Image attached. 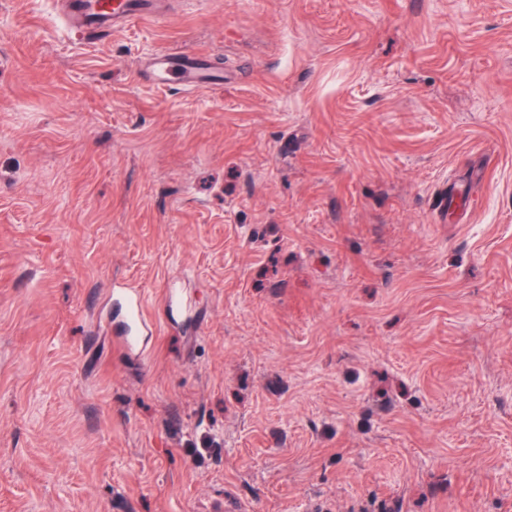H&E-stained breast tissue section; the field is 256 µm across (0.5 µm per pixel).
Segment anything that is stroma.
Segmentation results:
<instances>
[{
	"label": "stroma",
	"instance_id": "35a3bbf8",
	"mask_svg": "<svg viewBox=\"0 0 512 512\" xmlns=\"http://www.w3.org/2000/svg\"><path fill=\"white\" fill-rule=\"evenodd\" d=\"M163 2L0 0V512H512V0ZM161 0H63L69 21L98 37L136 20L160 19ZM205 58L203 54L189 56L164 51L147 61L142 70L159 87L165 88L172 83H181L189 89H206L215 83V79L206 65ZM121 298L125 304L130 325V332L139 326H150L151 321L146 311V300L137 290L124 291Z\"/></svg>",
	"mask_w": 512,
	"mask_h": 512
}]
</instances>
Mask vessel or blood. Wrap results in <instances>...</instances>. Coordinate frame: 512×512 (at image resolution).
Returning <instances> with one entry per match:
<instances>
[{
  "mask_svg": "<svg viewBox=\"0 0 512 512\" xmlns=\"http://www.w3.org/2000/svg\"><path fill=\"white\" fill-rule=\"evenodd\" d=\"M69 21L78 29L98 37L142 19H160V0H63ZM152 81L160 87L179 83L190 89H206L214 83L204 55H184L164 51L154 55L143 66ZM129 325H149L146 300L136 290L122 293Z\"/></svg>",
  "mask_w": 512,
  "mask_h": 512,
  "instance_id": "obj_1",
  "label": "vessel or blood"
}]
</instances>
